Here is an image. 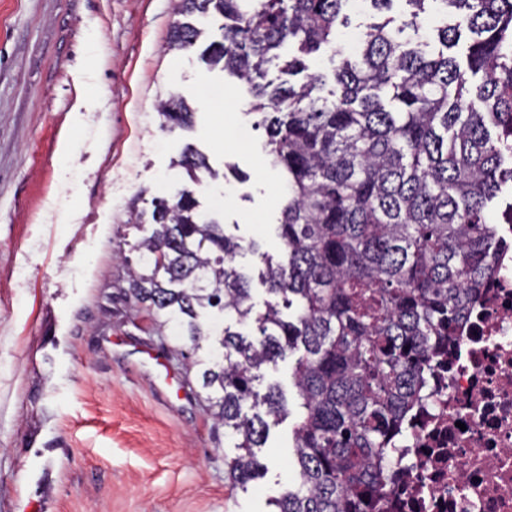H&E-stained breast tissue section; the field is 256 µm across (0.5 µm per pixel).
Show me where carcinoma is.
Wrapping results in <instances>:
<instances>
[{
	"label": "carcinoma",
	"instance_id": "cac0c4a2",
	"mask_svg": "<svg viewBox=\"0 0 512 512\" xmlns=\"http://www.w3.org/2000/svg\"><path fill=\"white\" fill-rule=\"evenodd\" d=\"M350 0H181L168 49L196 46L200 19L224 18L221 42L201 51L206 65L249 86L250 111L264 127L267 154L287 176L288 199L276 234L278 259L202 219L193 192L161 199L154 227L138 245L142 267L129 269L119 292L154 329L174 322L195 352L207 409L237 438L224 457L231 485L245 489L268 471L261 454L268 419L296 412L292 486L269 501L271 512H378L394 463L389 445L424 393L437 338L467 314L471 296L493 270L497 225L512 180V0H405L406 20L369 27L355 53L326 74L308 72L303 56L336 49ZM432 4L461 15L437 29L441 49L414 47L398 35L418 30ZM298 55L281 71L300 83L267 80L284 45ZM169 129L191 124L182 95L161 101ZM181 165L190 180L210 170L188 147ZM244 250L261 254L268 301L254 312L250 277L234 265ZM216 309L226 325L205 326ZM298 354L291 379L295 409L281 386L260 389V369Z\"/></svg>",
	"mask_w": 512,
	"mask_h": 512
}]
</instances>
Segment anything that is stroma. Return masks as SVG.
Listing matches in <instances>:
<instances>
[{"label":"stroma","instance_id":"obj_1","mask_svg":"<svg viewBox=\"0 0 512 512\" xmlns=\"http://www.w3.org/2000/svg\"><path fill=\"white\" fill-rule=\"evenodd\" d=\"M179 6L0 0V512H268L292 478L288 419L270 430L267 475L232 488L223 429L178 385L181 337L146 328L115 288L151 230L130 209L188 185V146L217 172L195 189L200 210L260 245L236 258L256 305L260 255L280 253L287 180L247 85L198 49L166 51ZM172 93L193 102L191 127H166Z\"/></svg>","mask_w":512,"mask_h":512}]
</instances>
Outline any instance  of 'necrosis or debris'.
Returning <instances> with one entry per match:
<instances>
[{
    "label": "necrosis or debris",
    "mask_w": 512,
    "mask_h": 512,
    "mask_svg": "<svg viewBox=\"0 0 512 512\" xmlns=\"http://www.w3.org/2000/svg\"><path fill=\"white\" fill-rule=\"evenodd\" d=\"M495 271L440 344L429 399L405 422L408 461L383 512H512V225Z\"/></svg>",
    "instance_id": "1"
}]
</instances>
